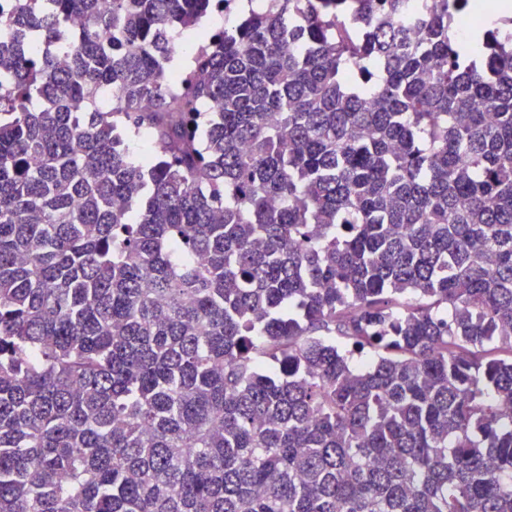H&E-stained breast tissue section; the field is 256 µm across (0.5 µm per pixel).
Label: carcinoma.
Here are the masks:
<instances>
[{
  "label": "carcinoma",
  "instance_id": "obj_1",
  "mask_svg": "<svg viewBox=\"0 0 512 512\" xmlns=\"http://www.w3.org/2000/svg\"><path fill=\"white\" fill-rule=\"evenodd\" d=\"M400 2L243 10L178 85L219 0H21L0 512H512V14ZM217 14L223 15V10L218 9ZM217 14L206 15L205 17H203L200 20L199 24L196 25L194 28H187V29L176 28L175 30H173L172 38H173V41H174L176 47L181 46L185 49H188V47L193 39V33L196 29L201 28L203 30L212 32V31L223 26L224 31L226 33H229L231 29H229L227 26L224 25V18L219 17Z\"/></svg>",
  "mask_w": 512,
  "mask_h": 512
}]
</instances>
